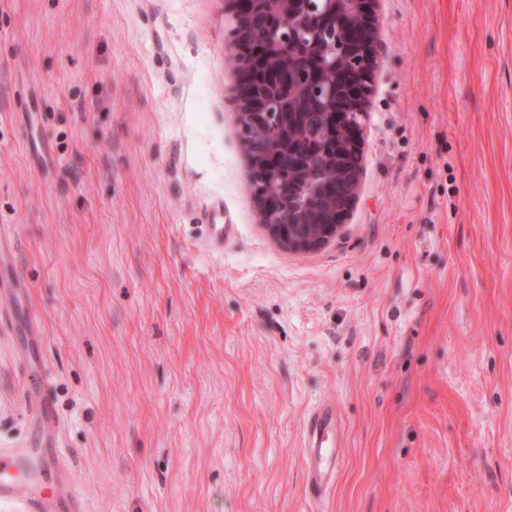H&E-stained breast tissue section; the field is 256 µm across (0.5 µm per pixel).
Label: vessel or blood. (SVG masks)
Returning a JSON list of instances; mask_svg holds the SVG:
<instances>
[{
	"instance_id": "obj_1",
	"label": "vessel or blood",
	"mask_w": 512,
	"mask_h": 512,
	"mask_svg": "<svg viewBox=\"0 0 512 512\" xmlns=\"http://www.w3.org/2000/svg\"><path fill=\"white\" fill-rule=\"evenodd\" d=\"M51 377L26 402L27 439L0 448V512L19 505L20 512H87L84 498L57 453L59 425L54 414ZM306 487L318 499L338 475L343 451L335 406L314 407L306 424Z\"/></svg>"
}]
</instances>
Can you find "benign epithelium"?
<instances>
[{"instance_id":"1","label":"benign epithelium","mask_w":512,"mask_h":512,"mask_svg":"<svg viewBox=\"0 0 512 512\" xmlns=\"http://www.w3.org/2000/svg\"><path fill=\"white\" fill-rule=\"evenodd\" d=\"M378 0H224L232 98L260 223L290 252L333 241L358 196L363 128L379 67ZM328 70L336 72L325 80ZM321 113L329 143L295 127ZM295 160L281 165L279 151ZM306 180L303 194L292 187Z\"/></svg>"}]
</instances>
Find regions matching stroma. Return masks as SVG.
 <instances>
[{
  "mask_svg": "<svg viewBox=\"0 0 512 512\" xmlns=\"http://www.w3.org/2000/svg\"><path fill=\"white\" fill-rule=\"evenodd\" d=\"M378 20L357 202L291 253L257 220L222 0H0V444L51 375L89 512H512V0ZM323 400L343 461L313 500ZM305 447L308 495L319 499L334 485L343 457L339 418L332 403L322 402L310 411Z\"/></svg>",
  "mask_w": 512,
  "mask_h": 512,
  "instance_id": "obj_1",
  "label": "stroma"
}]
</instances>
